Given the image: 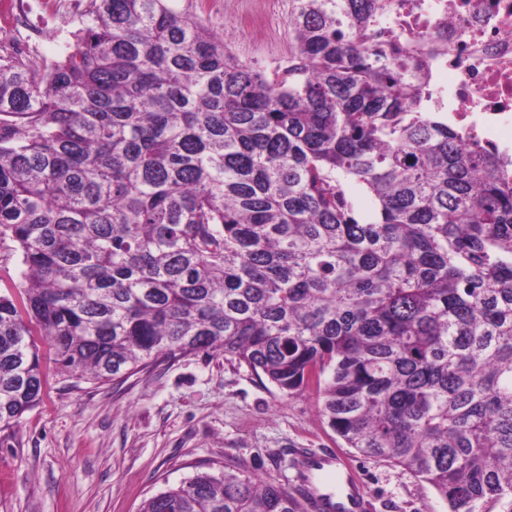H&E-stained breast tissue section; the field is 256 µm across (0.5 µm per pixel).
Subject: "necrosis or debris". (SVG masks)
<instances>
[{"mask_svg":"<svg viewBox=\"0 0 512 512\" xmlns=\"http://www.w3.org/2000/svg\"><path fill=\"white\" fill-rule=\"evenodd\" d=\"M379 33L407 44L447 22V53L432 66L434 106L466 144L512 162V0H392Z\"/></svg>","mask_w":512,"mask_h":512,"instance_id":"necrosis-or-debris-1","label":"necrosis or debris"}]
</instances>
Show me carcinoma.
Wrapping results in <instances>:
<instances>
[{"mask_svg": "<svg viewBox=\"0 0 512 512\" xmlns=\"http://www.w3.org/2000/svg\"><path fill=\"white\" fill-rule=\"evenodd\" d=\"M386 2L288 0L271 74L174 0H88L56 60L0 56V432L42 399L37 334L97 382L219 351L316 386L448 512H512V176L426 99L444 45L375 39ZM142 512L306 510L226 466ZM21 258L14 244L7 241L0 246V295H17Z\"/></svg>", "mask_w": 512, "mask_h": 512, "instance_id": "obj_1", "label": "carcinoma"}]
</instances>
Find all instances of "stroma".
I'll list each match as a JSON object with an SVG mask.
<instances>
[{"mask_svg":"<svg viewBox=\"0 0 512 512\" xmlns=\"http://www.w3.org/2000/svg\"><path fill=\"white\" fill-rule=\"evenodd\" d=\"M24 16L0 24V55L49 61L64 50L88 0H28ZM199 15L232 55L273 71L292 50L280 0H175ZM254 19L244 28L242 17ZM44 394L22 423L0 433V512H141L145 501L203 471L232 465L288 488L297 484L294 448H344L321 412L315 388L287 394L246 365L197 352L151 365L121 382L61 373L41 346ZM374 512H448L434 490L385 460L355 456Z\"/></svg>","mask_w":512,"mask_h":512,"instance_id":"1","label":"stroma"}]
</instances>
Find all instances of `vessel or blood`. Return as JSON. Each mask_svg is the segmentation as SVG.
I'll list each match as a JSON object with an SVG mask.
<instances>
[{
  "label": "vessel or blood",
  "mask_w": 512,
  "mask_h": 512,
  "mask_svg": "<svg viewBox=\"0 0 512 512\" xmlns=\"http://www.w3.org/2000/svg\"><path fill=\"white\" fill-rule=\"evenodd\" d=\"M305 475L298 486L308 497L310 512H368L370 507L360 468L335 451L300 452Z\"/></svg>",
  "instance_id": "b4317fda"
}]
</instances>
